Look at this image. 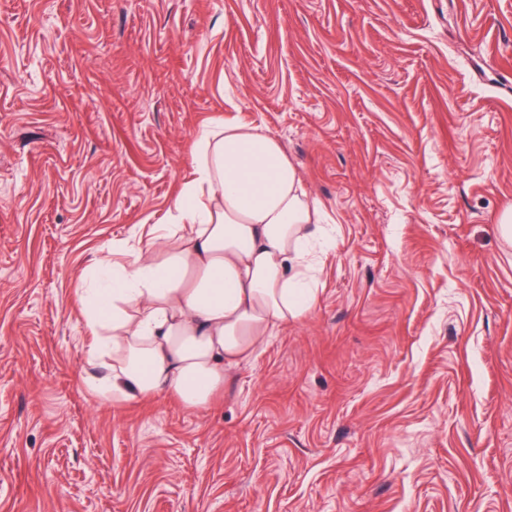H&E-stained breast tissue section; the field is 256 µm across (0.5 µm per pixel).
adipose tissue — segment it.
Returning <instances> with one entry per match:
<instances>
[{"instance_id":"ef3b65f1","label":"adipose tissue","mask_w":512,"mask_h":512,"mask_svg":"<svg viewBox=\"0 0 512 512\" xmlns=\"http://www.w3.org/2000/svg\"><path fill=\"white\" fill-rule=\"evenodd\" d=\"M198 153L159 245L132 250L106 287L79 298L88 361L107 362L88 382L101 398L206 405L225 367L251 359L315 300L307 277L321 253L307 243L319 208L279 141L215 123L199 131Z\"/></svg>"}]
</instances>
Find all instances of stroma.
Returning <instances> with one entry per match:
<instances>
[{"mask_svg":"<svg viewBox=\"0 0 512 512\" xmlns=\"http://www.w3.org/2000/svg\"><path fill=\"white\" fill-rule=\"evenodd\" d=\"M334 227L224 390L94 396L79 305L198 131ZM512 0H0V512H512Z\"/></svg>","mask_w":512,"mask_h":512,"instance_id":"stroma-1","label":"stroma"}]
</instances>
